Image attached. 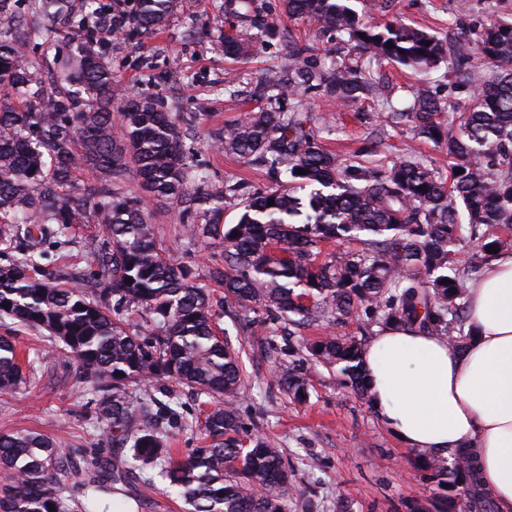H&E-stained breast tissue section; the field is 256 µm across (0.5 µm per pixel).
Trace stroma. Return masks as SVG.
I'll return each mask as SVG.
<instances>
[{
  "label": "stroma",
  "mask_w": 512,
  "mask_h": 512,
  "mask_svg": "<svg viewBox=\"0 0 512 512\" xmlns=\"http://www.w3.org/2000/svg\"><path fill=\"white\" fill-rule=\"evenodd\" d=\"M278 27L269 45L253 46L241 59L225 57L222 43L232 29L224 0H176L167 22L152 33L131 31L106 47L112 64L114 99L137 95L163 99L178 114L183 142L194 149L199 164L220 181L267 186L259 168L209 143L211 131L225 128L257 102L251 92L268 68L288 60L289 37L303 36L305 27L290 22L283 0H258ZM359 17L381 22L398 18L445 42L443 63L420 73L397 63L383 65L380 79L395 102L406 89L428 82L434 91L467 104L465 90L455 88L448 64L463 51V33L493 21L512 22V0H348ZM313 112L334 129L323 136L329 151L349 155L370 146L382 160L399 158L403 139L388 113L359 119L354 108L339 107L321 96L311 99ZM151 222L164 252L190 265L199 275L219 259L220 244L186 247L182 205L171 199H149ZM225 331L246 378L240 413L253 430L275 440L293 476L285 512H429L438 492L415 466L418 451L404 447L379 421L370 404L339 385L336 371L308 361L305 347L327 334L354 336L356 324L333 327L314 323L291 335L288 326L248 321L227 314L217 319ZM13 336L21 354L40 357L38 383L0 393V433L33 430L51 437L62 448H85L109 456L111 442L98 430L96 404L76 381L78 362L52 351L41 333L16 329L0 320V336ZM296 362L309 388L306 402L294 401L277 380V368ZM155 395L174 404L189 420H202L211 407L208 397H196L171 380L158 382Z\"/></svg>",
  "instance_id": "stroma-1"
}]
</instances>
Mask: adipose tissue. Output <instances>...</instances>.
Listing matches in <instances>:
<instances>
[{
  "mask_svg": "<svg viewBox=\"0 0 512 512\" xmlns=\"http://www.w3.org/2000/svg\"><path fill=\"white\" fill-rule=\"evenodd\" d=\"M466 305L475 334L463 349L392 325L369 340L363 372L375 414L405 447L473 451L498 512H512V254L469 282Z\"/></svg>",
  "mask_w": 512,
  "mask_h": 512,
  "instance_id": "adipose-tissue-1",
  "label": "adipose tissue"
}]
</instances>
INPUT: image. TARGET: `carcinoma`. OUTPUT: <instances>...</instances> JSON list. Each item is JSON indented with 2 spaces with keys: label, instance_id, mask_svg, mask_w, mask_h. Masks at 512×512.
I'll return each instance as SVG.
<instances>
[{
  "label": "carcinoma",
  "instance_id": "1",
  "mask_svg": "<svg viewBox=\"0 0 512 512\" xmlns=\"http://www.w3.org/2000/svg\"><path fill=\"white\" fill-rule=\"evenodd\" d=\"M95 3L26 0L20 13L0 0V245L18 252L0 266V319L48 332L58 352L78 361L77 382L101 395L102 433L116 448L88 459L84 449L63 450L41 432L1 433L0 512H71L65 492L72 476L79 512H141L143 499L127 488L136 472L180 494L190 512H284L288 461L275 441L243 422L244 380L234 350L214 329L216 311L296 326L356 321L363 336L373 321L408 325L464 347L473 336L464 331L466 282L480 262L458 267L455 248L475 239L482 258L491 246L512 250L504 234L512 226V23L472 30L485 66L454 71L455 86L470 94L466 111L421 86L408 111L392 113L394 124L408 125L409 140L448 151L453 165L445 175L410 145L390 165L373 163L368 150L348 157L327 151L319 132L332 128L316 125L305 101L320 92L338 107L390 110L378 68L432 69L444 57L442 41L396 19L365 21L343 0H284L289 19L314 26L326 44L353 42L356 52L325 69L314 45L290 43L288 67L260 82L264 106L214 136L220 148L265 170L271 185L262 188L215 180L185 148L176 113L162 103L130 97L112 112V67L96 39L112 18ZM239 6L235 17L251 37L225 35L229 57L276 29L255 0ZM173 8L174 0H137L132 24L156 31ZM54 25L84 37L58 52V68L37 77L29 49ZM285 98L294 105L282 112ZM81 162L99 174L83 190L75 186ZM129 172L154 197L204 205L186 211L183 234L192 244L224 247L206 282L163 255L144 198L119 186ZM226 208L238 212L236 223H224ZM92 216L104 225L91 253L95 269L67 277L45 271L44 245L70 242L73 225ZM330 241L343 249L319 260ZM213 283L224 289L218 305ZM132 312L153 331L134 330ZM307 351L319 365L339 368L342 383L369 400L360 340L329 335ZM40 374L39 360L20 359L15 341L0 336L1 391L35 384ZM278 376L294 399L307 398L295 367L282 365ZM163 378L216 400L200 423L204 445L179 460L168 448L169 427L189 423L141 389ZM417 467L439 489H457L453 498H437L435 512H456L458 497L467 512H494L471 454H453L451 466L423 457Z\"/></svg>",
  "mask_w": 512,
  "mask_h": 512
}]
</instances>
